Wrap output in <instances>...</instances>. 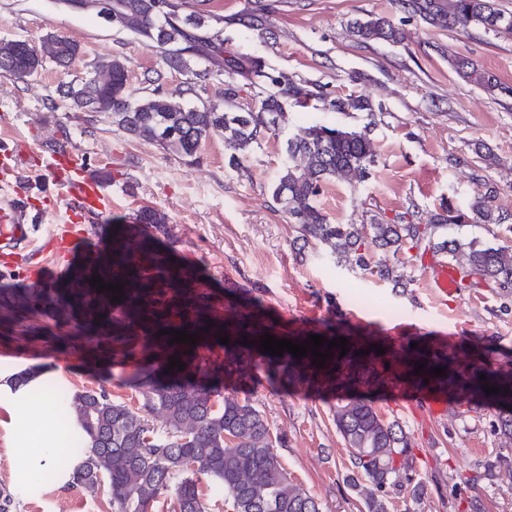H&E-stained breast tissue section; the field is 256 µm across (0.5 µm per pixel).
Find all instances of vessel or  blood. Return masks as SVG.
I'll use <instances>...</instances> for the list:
<instances>
[{
  "instance_id": "1",
  "label": "vessel or blood",
  "mask_w": 512,
  "mask_h": 512,
  "mask_svg": "<svg viewBox=\"0 0 512 512\" xmlns=\"http://www.w3.org/2000/svg\"><path fill=\"white\" fill-rule=\"evenodd\" d=\"M0 182L12 188L14 201L9 208H0V260L5 265L23 263L32 278H42L45 268L42 251L24 252L23 247L35 235L36 227L28 217V199L32 194L30 179L16 160L11 149L0 150ZM66 214H80L85 219L101 217L106 211L109 198L102 183L89 175H81L65 187L63 197ZM78 233L70 224L58 225L52 240L63 257H71ZM431 285L445 297L454 295L458 286V274L453 263L440 260L434 268Z\"/></svg>"
}]
</instances>
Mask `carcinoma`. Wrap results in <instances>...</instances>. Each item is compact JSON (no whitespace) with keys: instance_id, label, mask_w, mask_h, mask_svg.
<instances>
[{"instance_id":"1","label":"carcinoma","mask_w":512,"mask_h":512,"mask_svg":"<svg viewBox=\"0 0 512 512\" xmlns=\"http://www.w3.org/2000/svg\"><path fill=\"white\" fill-rule=\"evenodd\" d=\"M114 2L98 0L96 18L104 27L130 33L157 49L167 66L186 68L198 58L252 73L269 84L258 92L260 107L244 112L189 106L158 90L133 100L127 92L125 62L117 56L100 59L91 76L81 81L84 100H73L71 105L104 114L137 138L193 160L203 140L220 137L230 164L239 169L251 147L279 129L284 100L305 107L308 101L324 97L316 84L303 90L285 72H266L259 57L224 54L222 32L206 30L210 13L186 12L185 0H147V6L118 21L109 18ZM396 2L442 29L472 25L512 29V16H505L495 0ZM354 29L363 40L399 41V30L386 17L357 21ZM79 53L80 46L64 37H48L38 56L22 40H1L0 75L23 80L46 60L66 67ZM457 67L466 76L495 87L474 63L460 60ZM329 107L374 115L364 95L332 99ZM369 132L367 126L356 130L315 123L288 138L272 198L299 225L302 239L320 243L336 264L352 271L368 270L396 288L407 287L399 255L419 257L428 250L446 253L458 264L462 287L469 288L480 279L511 296V248L484 246L476 240H435L446 225L464 219L445 205L424 223L330 222L316 199L332 180L350 185L365 180L375 164ZM469 210L484 224L500 223L485 195L475 197ZM169 233L166 214L146 208L139 213L138 223L112 225V241L90 247L92 259L75 268L65 282L47 288L0 287L1 323L19 327L29 338L53 347L90 336L101 353L111 351L140 363L128 379L141 395L136 409L113 400L103 387L61 398L76 410L74 452L84 456L71 485L93 492L100 478L106 477L112 512H152L154 503L168 492L172 493L168 512H205L199 490L203 477L224 488L234 512H321L318 500L288 478L273 451L276 439L261 411L247 400L221 395L216 386L195 382L189 371L222 378L226 386L249 381L261 370L271 382L331 389L336 399L332 406L336 430L349 448L353 467L366 480L362 485L358 478H351L365 512H387L394 496L408 490L419 499L425 491L423 483L413 482L409 434L397 421L380 415L368 397L370 390L399 382L452 399L512 398V371L495 369L480 356L472 357L462 369L456 358L426 346L396 351L379 343L373 348L332 321L324 323L320 335L327 341L347 338L349 352L341 357L338 347L320 348L324 354L332 353L322 368L312 363L315 356L310 352L299 358L288 351L281 356L263 353L261 337L267 333L295 344L306 339L283 332L257 299H249L250 309L242 312L234 308L236 289L218 294L205 287L194 267L170 260L168 252L154 242L156 235ZM95 274L105 284L123 285L122 300L112 301L108 289L98 291L90 283ZM35 313L64 324L68 331L58 334L31 323ZM174 330L197 335V344L173 342ZM224 336L229 337L226 345L219 342ZM245 338L248 344H240ZM378 347L385 353H377ZM217 350L223 357L215 355ZM172 357L184 367L168 368ZM419 364L425 368L416 375ZM437 367L445 369L444 376L432 373ZM482 374L486 379H480ZM487 384L499 387L498 392L486 393ZM492 427L512 441V409L497 411Z\"/></svg>"}]
</instances>
